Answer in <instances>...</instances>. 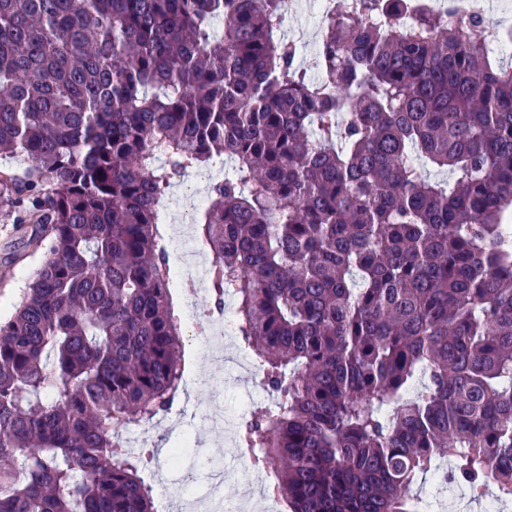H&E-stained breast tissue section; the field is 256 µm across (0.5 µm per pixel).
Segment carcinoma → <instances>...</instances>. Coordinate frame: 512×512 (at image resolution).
Returning a JSON list of instances; mask_svg holds the SVG:
<instances>
[{"mask_svg": "<svg viewBox=\"0 0 512 512\" xmlns=\"http://www.w3.org/2000/svg\"><path fill=\"white\" fill-rule=\"evenodd\" d=\"M286 7L0 0V206L47 253L0 320V512H154L121 435L180 395L160 205L217 159L193 223L273 397L237 428L272 496L512 500V66L452 0H336L312 80Z\"/></svg>", "mask_w": 512, "mask_h": 512, "instance_id": "obj_1", "label": "carcinoma"}]
</instances>
